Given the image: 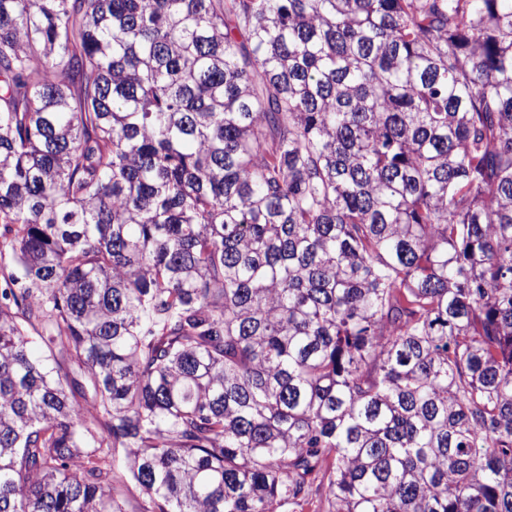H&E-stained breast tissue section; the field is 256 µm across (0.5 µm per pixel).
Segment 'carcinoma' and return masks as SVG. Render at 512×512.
Here are the masks:
<instances>
[{"instance_id":"1","label":"carcinoma","mask_w":512,"mask_h":512,"mask_svg":"<svg viewBox=\"0 0 512 512\" xmlns=\"http://www.w3.org/2000/svg\"><path fill=\"white\" fill-rule=\"evenodd\" d=\"M0 512H512V0H0Z\"/></svg>"}]
</instances>
